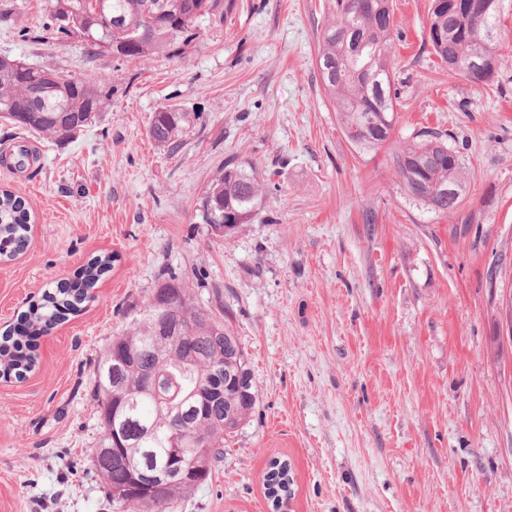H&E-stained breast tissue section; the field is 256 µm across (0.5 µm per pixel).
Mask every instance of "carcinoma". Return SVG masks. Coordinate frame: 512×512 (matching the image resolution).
<instances>
[{
    "instance_id": "carcinoma-1",
    "label": "carcinoma",
    "mask_w": 512,
    "mask_h": 512,
    "mask_svg": "<svg viewBox=\"0 0 512 512\" xmlns=\"http://www.w3.org/2000/svg\"><path fill=\"white\" fill-rule=\"evenodd\" d=\"M474 14L450 0H434L426 43L452 76L475 84L493 79L498 66V31L512 0H477ZM112 14L124 24L107 32L95 24L99 0H48V18L42 37L56 39L92 35L89 53L102 54L100 43H112V55L149 59L160 53L183 55L198 37L202 19L224 21L234 0H106ZM318 70L326 94L336 103L338 121L349 143L359 151L377 150L390 142L394 129L396 95L393 93L394 20L391 0H325ZM111 91L95 81L75 80L52 67L15 69L0 57V119L48 139H58V126L79 132L110 106ZM22 104L25 112H11ZM198 115L171 106L152 116L149 137L159 147L175 150ZM392 161L404 194L436 216L459 210L470 175L453 136L418 131L395 145ZM205 196L222 209L205 214L214 228L246 223L262 196L261 185L245 170L227 167L215 177ZM31 213L25 199L14 191L0 192V259L10 261L29 243ZM116 255L91 258L77 279L80 287L64 284L45 292L22 315V333L0 342V374L26 379L37 365L36 338L48 333L68 316L82 311L91 290L107 274ZM162 323L172 354L154 339ZM127 353L122 388L111 389L102 375L112 352ZM161 375L178 386L168 400L146 390L150 374ZM95 397L104 433L113 416L125 419L121 442L106 456L91 449L96 470L104 478L112 503L122 512H171L179 497L194 491L224 459V440L246 424L259 393L253 384L248 357L224 319L195 302L182 274L164 268L145 313L136 319L100 357ZM184 448L181 458L170 457L171 441ZM139 459L143 469L175 471L159 495L136 489L130 496L115 490L129 484L126 458ZM265 499L279 512L294 493L292 464L285 456L272 461L263 476Z\"/></svg>"
}]
</instances>
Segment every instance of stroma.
<instances>
[{"instance_id":"stroma-1","label":"stroma","mask_w":512,"mask_h":512,"mask_svg":"<svg viewBox=\"0 0 512 512\" xmlns=\"http://www.w3.org/2000/svg\"><path fill=\"white\" fill-rule=\"evenodd\" d=\"M46 0H0V55L105 79L112 105L71 138L0 122V188L21 192L29 245L0 264V333L99 254H117L82 312L0 378V512H117L90 461L104 439L96 364L183 273L224 318L259 402L211 479L174 512H268L270 458L294 468L293 512H512V14L494 80L449 76L425 42L433 0H393V141L453 134L472 173L459 211L405 199L387 149L351 147L317 67L324 0H236L184 55L91 58L45 43ZM172 105L199 118L178 152L148 134ZM26 145L22 172L8 158ZM264 193L231 234L202 200L228 163Z\"/></svg>"}]
</instances>
